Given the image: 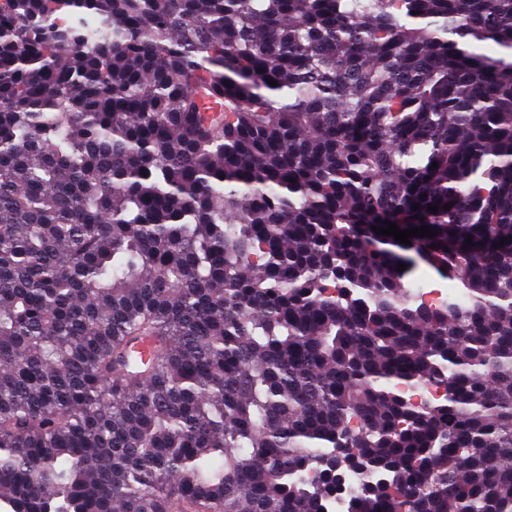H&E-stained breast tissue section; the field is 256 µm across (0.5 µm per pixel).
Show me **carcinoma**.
<instances>
[{
	"label": "carcinoma",
	"mask_w": 512,
	"mask_h": 512,
	"mask_svg": "<svg viewBox=\"0 0 512 512\" xmlns=\"http://www.w3.org/2000/svg\"><path fill=\"white\" fill-rule=\"evenodd\" d=\"M359 472L347 512H512V0H0V500Z\"/></svg>",
	"instance_id": "obj_1"
}]
</instances>
